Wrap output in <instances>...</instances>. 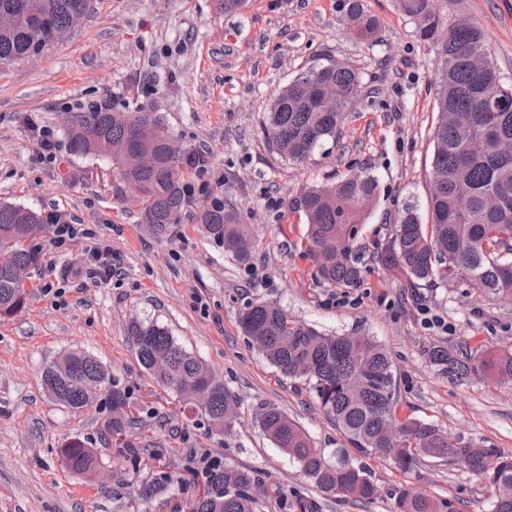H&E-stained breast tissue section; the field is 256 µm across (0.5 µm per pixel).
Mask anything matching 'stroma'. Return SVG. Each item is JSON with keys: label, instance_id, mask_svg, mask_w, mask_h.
Segmentation results:
<instances>
[{"label": "stroma", "instance_id": "1", "mask_svg": "<svg viewBox=\"0 0 512 512\" xmlns=\"http://www.w3.org/2000/svg\"><path fill=\"white\" fill-rule=\"evenodd\" d=\"M379 21L377 43H356L336 24L338 0H245L233 14L221 0H94L83 24L41 54L0 63V203L51 210L71 232L33 241L40 262L29 298L0 318V512H192L204 489L189 457L253 472L274 489L263 512L301 491L319 512H390L382 497L361 505L320 497L298 464L264 438L260 407L287 413L316 447L344 438L303 382L268 364L244 336L239 316L256 301L277 303L329 335L358 332L391 354L400 414L450 435L512 454V383L455 380L430 362L432 347L512 349V300L489 301L461 281L420 286L374 259L390 246L405 205L425 211L436 118L437 57L396 0H364ZM444 25L480 24L500 74L512 81V0H436ZM334 60L355 68L362 92L338 138L302 164L269 151L271 98L297 74ZM151 106L200 166L184 171L186 205L167 236L152 233L123 200L110 166L70 155L65 120L92 106ZM364 171L376 177L360 244L367 268L350 288L314 276L306 252L302 188ZM237 210L251 226V258L238 263L199 223L203 205ZM112 277H104V268ZM168 326L238 396L233 435L211 430L182 399L153 383L128 338L132 320ZM99 358L109 383L73 412L56 404L40 378L65 351ZM129 396L136 459L102 435L112 389ZM86 440L111 480L65 470L60 451ZM374 480L406 484L453 501L456 512H490L495 490L461 468L430 462L403 475L369 460ZM174 476L152 499L135 488Z\"/></svg>", "mask_w": 512, "mask_h": 512}]
</instances>
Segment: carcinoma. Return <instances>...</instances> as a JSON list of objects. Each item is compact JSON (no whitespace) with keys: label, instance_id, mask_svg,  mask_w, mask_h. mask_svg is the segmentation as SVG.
<instances>
[{"label":"carcinoma","instance_id":"obj_1","mask_svg":"<svg viewBox=\"0 0 512 512\" xmlns=\"http://www.w3.org/2000/svg\"><path fill=\"white\" fill-rule=\"evenodd\" d=\"M52 6L49 30L68 27L72 15L87 13L92 0H32ZM413 20L417 33L433 43L438 57L437 122L432 133L433 157L429 172L428 222L422 223L414 206L403 211L388 252L379 262L410 280L429 283L451 277L469 281L492 301L512 298V82L501 78L485 35L474 23L442 30L435 0H398ZM339 23L361 41L378 33V21L363 0H340ZM32 55L28 28L19 23L0 29V62ZM323 83L338 87L334 101L320 97ZM359 74L330 61L300 73L272 98L266 135L272 149L293 162L313 156L324 141L336 137L346 112L357 102ZM134 109L93 108L74 116L64 129L71 154L94 157L89 139L75 131L79 125L107 137L112 143L108 161L120 180L141 192L140 218L164 236L180 223L185 203L183 168L201 159L181 155L171 163L164 145L138 148L131 142ZM488 140L480 156L468 153V144ZM377 180L365 172L344 176L331 186L306 187L299 203L308 218L307 248L316 263L317 280L334 288L356 284L363 272L359 248L367 204L377 193ZM21 205L0 203V314L24 308L27 292L9 278L15 266L37 262L31 239L49 229L47 224L23 225ZM203 231L241 263L251 257V234L239 213L215 206L200 218ZM245 336L259 354L286 378L302 379L327 419L349 444L328 455L314 445L308 433L276 407L256 415L263 436L296 461L304 478L320 493L353 503L378 498L360 457L388 459L408 474L424 461L438 459L462 468L494 486L491 512H512V454L452 437L433 422L402 417L396 399V371L388 352L368 336H331L297 323L274 303L248 305L239 316ZM136 356L153 381L196 406L197 393L209 394L199 408L217 432L235 428L238 398L217 380L206 365L186 350L169 330L153 321L133 320L128 326ZM430 362L455 379L474 377L491 384L512 381V351L486 357L474 351L452 353L442 347L429 351ZM42 383L57 404L79 411L87 394L105 384L107 367L85 352L71 351L44 366ZM112 417L102 431L127 433L132 418L126 392L111 393ZM61 465L76 475H91L100 466L93 449L79 438L61 450ZM203 495L193 512H262L267 491L256 492L251 472L233 465L212 463L205 468ZM392 512H455L449 500L434 499L410 486L391 490Z\"/></svg>","mask_w":512,"mask_h":512}]
</instances>
